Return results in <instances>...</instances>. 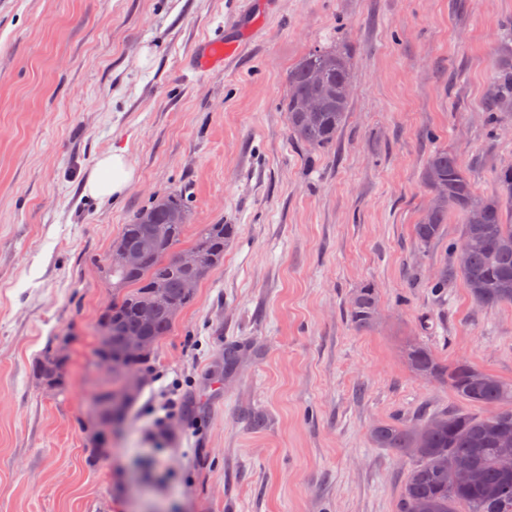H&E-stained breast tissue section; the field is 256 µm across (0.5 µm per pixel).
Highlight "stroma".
<instances>
[{
	"label": "stroma",
	"instance_id": "35a3bbf8",
	"mask_svg": "<svg viewBox=\"0 0 512 512\" xmlns=\"http://www.w3.org/2000/svg\"><path fill=\"white\" fill-rule=\"evenodd\" d=\"M240 37L231 68L191 69L198 43ZM331 44L355 92L335 144L310 150L288 131V71ZM510 69L512 0H0V512H397L411 463L373 426L472 409L410 371L406 337L427 322L439 360L512 381V306L431 288L460 217L430 249L413 234L436 149L480 193L512 169ZM115 148L134 183L84 195ZM183 187L192 223L236 237L106 434L97 263ZM366 285L380 318L359 332ZM52 340L62 395L31 373ZM176 382L179 419L157 426ZM351 324L359 331L370 330L378 320V296L374 288H359L349 310Z\"/></svg>",
	"mask_w": 512,
	"mask_h": 512
}]
</instances>
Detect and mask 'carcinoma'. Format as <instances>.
I'll return each instance as SVG.
<instances>
[{"mask_svg": "<svg viewBox=\"0 0 512 512\" xmlns=\"http://www.w3.org/2000/svg\"><path fill=\"white\" fill-rule=\"evenodd\" d=\"M354 92L349 56L339 47L310 50L288 72L285 108L288 129L297 143L326 149L345 125ZM427 203L413 234L428 249L444 235L448 216L463 217L460 241L431 280L439 291L460 280L487 308L512 305V170L499 176L494 188L477 193L458 155L435 150L423 173ZM191 213L185 194L167 191L151 206L136 212L101 264L112 288V301L98 319L101 336L97 357L114 373H132L144 365L155 346L175 327L180 312L194 299L187 283L200 285L224 263L233 243L232 224H201L183 252L196 257L186 266L168 263L186 236ZM466 261L458 262L459 250ZM140 261L129 264L125 255ZM351 324L370 330L378 320L374 288L356 291L349 310ZM411 370L447 386L480 413L445 410L410 423L381 422L370 432L379 448L411 460L401 490L399 512H512V473L497 464L499 443L512 440V382L475 368L467 361L442 363L420 336L404 346ZM64 357L49 348L33 363L37 380L56 379ZM454 466L448 467V459ZM481 474V480L472 478Z\"/></svg>", "mask_w": 512, "mask_h": 512, "instance_id": "1", "label": "carcinoma"}]
</instances>
